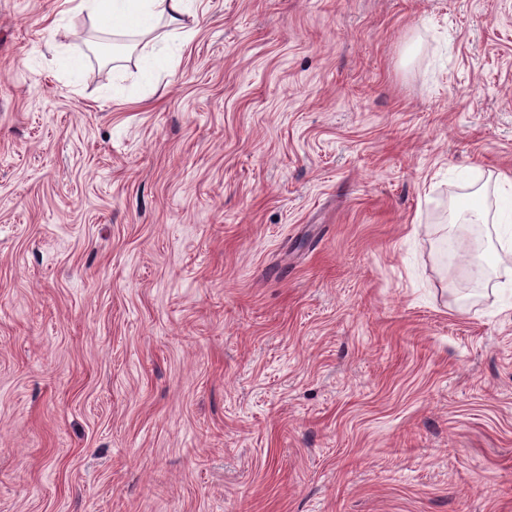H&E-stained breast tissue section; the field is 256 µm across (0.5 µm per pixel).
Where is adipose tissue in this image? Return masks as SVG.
I'll return each mask as SVG.
<instances>
[{
  "label": "adipose tissue",
  "instance_id": "1",
  "mask_svg": "<svg viewBox=\"0 0 512 512\" xmlns=\"http://www.w3.org/2000/svg\"><path fill=\"white\" fill-rule=\"evenodd\" d=\"M189 0H79L78 10L87 11L103 31L134 29L148 32L158 21L165 22L171 40L183 42L193 34L186 20Z\"/></svg>",
  "mask_w": 512,
  "mask_h": 512
}]
</instances>
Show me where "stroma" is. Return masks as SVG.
<instances>
[{
	"label": "stroma",
	"mask_w": 512,
	"mask_h": 512,
	"mask_svg": "<svg viewBox=\"0 0 512 512\" xmlns=\"http://www.w3.org/2000/svg\"><path fill=\"white\" fill-rule=\"evenodd\" d=\"M189 7L0 0V512H512V0ZM190 0H79L75 8L87 11L104 32L114 34L120 28L135 29L143 35L157 21H165L169 39L187 41L194 28L188 27L187 18L198 23L196 15L188 9Z\"/></svg>",
	"instance_id": "35a3bbf8"
}]
</instances>
